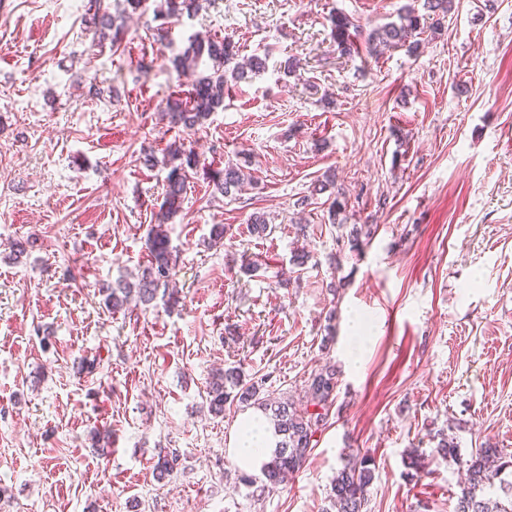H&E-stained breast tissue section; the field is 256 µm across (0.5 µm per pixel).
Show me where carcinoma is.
<instances>
[{"label":"carcinoma","mask_w":512,"mask_h":512,"mask_svg":"<svg viewBox=\"0 0 512 512\" xmlns=\"http://www.w3.org/2000/svg\"><path fill=\"white\" fill-rule=\"evenodd\" d=\"M199 10L198 0H160L157 15L175 17L182 13H195ZM400 23H388L373 30L367 38L370 52L377 55L380 48L402 46L422 30L424 16L416 13L412 6L404 8L399 16ZM88 21L112 30V45H117L123 34V26L117 23V17H109L94 11ZM330 38L336 51L346 57L358 53V46L350 29L353 22L344 13L330 18ZM237 55L235 45L226 39L207 40L196 37L182 54L173 59L174 66L184 72L195 75L192 89L186 98H177L169 102L163 117L173 127L192 131L211 116L224 110V89L229 80L241 82L247 79V71L264 67L263 60H251L232 63ZM209 61L211 66L199 70L201 63ZM170 159L164 161L169 167L165 178L166 189L160 206L162 221L151 228L148 237L150 265L137 282L121 279L108 289L105 304L118 309L136 295L138 300L149 304L162 288L169 287L175 264L172 261L170 241L162 225L170 216L176 214L183 203L184 190L191 175L198 173L200 161L193 151L180 146L168 147ZM245 174L238 163L229 162L224 172L216 175L210 182L216 191L225 197L233 198L242 191ZM375 233L372 225H353L348 235L336 236L338 252L346 249L360 250L362 240H371ZM338 375L336 370L325 366L315 370L305 385L303 407L278 398L260 397L259 386L246 383L237 368H230L219 374L209 387V409L219 415L224 412V404L238 400L239 403L256 405L272 426L277 438L275 449L268 461L261 466V475L266 485L276 487L297 472L310 456L315 447V437L328 423L329 414L336 399ZM180 465V454L176 450L162 449L158 452L155 468L159 477L171 476ZM373 460L363 457L358 461H346L336 472L331 485L329 512H366L369 486L373 480ZM466 480L458 497L455 512H512V480L501 477V472L512 466V461L496 448H480L464 462Z\"/></svg>","instance_id":"carcinoma-1"}]
</instances>
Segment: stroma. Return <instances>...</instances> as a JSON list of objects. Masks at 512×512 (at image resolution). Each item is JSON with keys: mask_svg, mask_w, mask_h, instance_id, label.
Here are the masks:
<instances>
[{"mask_svg": "<svg viewBox=\"0 0 512 512\" xmlns=\"http://www.w3.org/2000/svg\"><path fill=\"white\" fill-rule=\"evenodd\" d=\"M407 2L201 0L131 14L116 49L85 24L87 0H0V512H324L364 455L368 512H453L472 450L512 453V0H454L415 51L339 57L331 12L366 34ZM197 33L268 69L187 132L160 112L192 88L171 59ZM291 56L303 67L287 76ZM179 141L207 171L248 162L253 181L230 199L191 179L166 226L175 298L109 310L101 290L147 267L163 202L167 170L142 151ZM342 223L377 230L340 253ZM234 366L293 400L313 370L339 372L316 447L273 489L228 454L247 408L208 411L213 375ZM162 448L182 466L160 480ZM199 0H160L159 8L156 10L157 17H175L180 16L184 12L188 15L196 13L200 6Z\"/></svg>", "mask_w": 512, "mask_h": 512, "instance_id": "35a3bbf8", "label": "stroma"}]
</instances>
